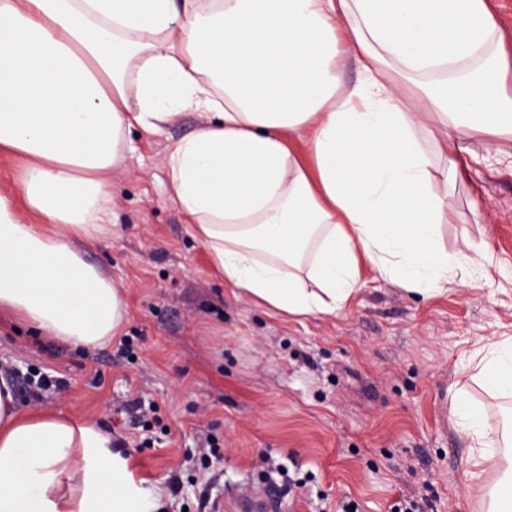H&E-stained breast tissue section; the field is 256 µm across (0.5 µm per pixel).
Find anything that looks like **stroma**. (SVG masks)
Wrapping results in <instances>:
<instances>
[{"mask_svg": "<svg viewBox=\"0 0 512 512\" xmlns=\"http://www.w3.org/2000/svg\"><path fill=\"white\" fill-rule=\"evenodd\" d=\"M204 122L187 112L134 134L112 174V235L87 259L126 293L132 354L116 338L60 347L0 314L21 410L99 421L169 512H236L256 491L287 512H483L497 476L474 469L448 390L495 419L512 410L463 371L488 339L512 336V141L490 160L474 144L482 162L448 186L437 237L480 265L447 294L424 300L367 269L339 315L287 317L236 297L169 199L163 158ZM209 434L221 457L204 466Z\"/></svg>", "mask_w": 512, "mask_h": 512, "instance_id": "stroma-1", "label": "stroma"}]
</instances>
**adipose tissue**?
<instances>
[{"label":"adipose tissue","instance_id":"adipose-tissue-1","mask_svg":"<svg viewBox=\"0 0 512 512\" xmlns=\"http://www.w3.org/2000/svg\"><path fill=\"white\" fill-rule=\"evenodd\" d=\"M503 45L488 0H0V150L24 161L0 192V309L74 347L123 333L124 292L86 255L133 129L187 111L211 120L168 150L170 198L235 296L335 316L365 264L446 293L478 264L436 240L447 184L472 143L512 140ZM473 370L512 395V337ZM450 412L503 472L487 512H512V425L458 392ZM166 505L98 422L20 410L0 370V512Z\"/></svg>","mask_w":512,"mask_h":512}]
</instances>
